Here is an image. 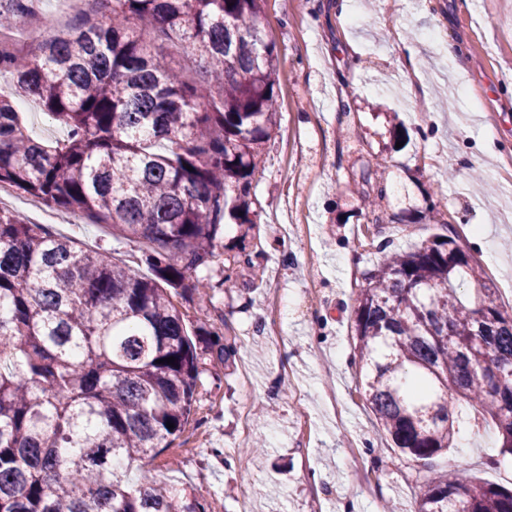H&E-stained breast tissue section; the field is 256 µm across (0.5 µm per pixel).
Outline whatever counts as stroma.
<instances>
[{"mask_svg": "<svg viewBox=\"0 0 512 512\" xmlns=\"http://www.w3.org/2000/svg\"><path fill=\"white\" fill-rule=\"evenodd\" d=\"M396 2L390 18L382 0H264L261 24L279 51V127L257 158L254 225H228L200 273L218 288L243 249L263 281L250 288L243 273L212 304L178 300L188 325L235 337L237 354L221 382L199 388L168 465L155 471L162 483L193 487L206 512H240L245 503L253 512H375L380 501L412 512L429 471L392 448L356 387L350 324L362 275L379 242L412 248L449 233L500 295L512 290V251L502 247L512 240V0ZM394 123L407 145L395 147ZM381 159L387 213H398L405 188L439 207L410 224L370 223L354 181ZM33 204L15 192L6 208L83 248L113 251L116 261L139 254L138 244L116 246L108 225L56 224L53 207ZM277 297L286 310L273 340L259 328ZM245 416L265 447L243 464ZM459 441L451 458L460 478L512 487L496 429ZM354 449L368 476L352 467Z\"/></svg>", "mask_w": 512, "mask_h": 512, "instance_id": "35a3bbf8", "label": "stroma"}]
</instances>
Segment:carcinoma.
I'll return each mask as SVG.
<instances>
[{"label":"carcinoma","instance_id":"obj_1","mask_svg":"<svg viewBox=\"0 0 512 512\" xmlns=\"http://www.w3.org/2000/svg\"><path fill=\"white\" fill-rule=\"evenodd\" d=\"M32 2L0 0V29ZM100 2V18L48 33L26 56L0 50L15 95L68 132L35 141L0 96V185L146 249L137 265L117 264L0 209V512H206L193 490L158 483L152 464L188 424L202 375L221 380L236 340L188 327L173 298L213 302L215 286L195 273L226 225L254 224L256 158L278 125V48L261 27L264 0ZM173 39L207 79L156 59L153 42ZM363 184L384 223L381 166ZM378 253L351 325L376 424L426 463L455 447L463 402L472 430L492 423L512 456V308L453 236L413 251L387 240ZM132 461L144 463L135 483ZM414 512H512V488L462 481L450 463Z\"/></svg>","mask_w":512,"mask_h":512}]
</instances>
